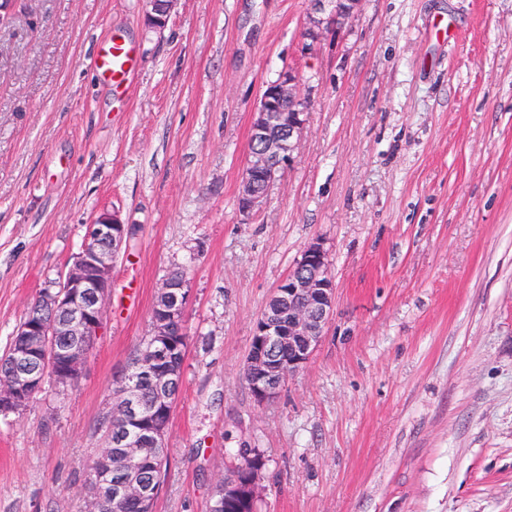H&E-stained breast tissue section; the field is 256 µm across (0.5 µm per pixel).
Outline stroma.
Wrapping results in <instances>:
<instances>
[{
	"mask_svg": "<svg viewBox=\"0 0 512 512\" xmlns=\"http://www.w3.org/2000/svg\"><path fill=\"white\" fill-rule=\"evenodd\" d=\"M15 0L0 15V353L88 224L133 235L76 389L0 415V512H84L113 380L190 270L183 380L155 512H209L239 449L259 512H512V0ZM139 63L92 72L103 38ZM308 121L258 210L237 207L254 113L283 69ZM321 242L334 314L266 404L255 323Z\"/></svg>",
	"mask_w": 512,
	"mask_h": 512,
	"instance_id": "stroma-1",
	"label": "stroma"
}]
</instances>
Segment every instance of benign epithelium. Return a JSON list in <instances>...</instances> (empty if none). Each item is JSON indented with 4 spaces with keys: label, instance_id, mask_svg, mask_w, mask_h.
Returning a JSON list of instances; mask_svg holds the SVG:
<instances>
[{
    "label": "benign epithelium",
    "instance_id": "obj_1",
    "mask_svg": "<svg viewBox=\"0 0 512 512\" xmlns=\"http://www.w3.org/2000/svg\"><path fill=\"white\" fill-rule=\"evenodd\" d=\"M315 14L304 28L312 48L327 24L321 16L323 0H313ZM306 102L300 97L299 75L281 71L273 88L261 96L252 125L247 172L242 175L238 209L245 216L260 205L266 190L289 165L307 123ZM131 238L130 225L117 214L103 213L88 225L79 251L72 256L62 282L43 289L37 303L46 315L24 318L14 331L15 346L7 372L0 371V415L23 410L47 381L62 389L80 379L88 353L104 327L106 305L112 295V267ZM190 282L165 279L156 296L151 336L153 365L152 409L142 410L138 393L122 375L114 384L112 412L135 437L121 436L109 443L115 481L89 477L88 512H103L114 501L133 500L141 512H153L162 486L166 423L178 397L180 371L171 367L172 337L181 335L190 297ZM336 283L322 243L312 242L294 268L267 301L256 322L244 369V378L259 404L274 400L283 381L308 362L321 342L334 313ZM263 467L246 482L230 474L212 493V512L227 503L257 505V485Z\"/></svg>",
    "mask_w": 512,
    "mask_h": 512
}]
</instances>
